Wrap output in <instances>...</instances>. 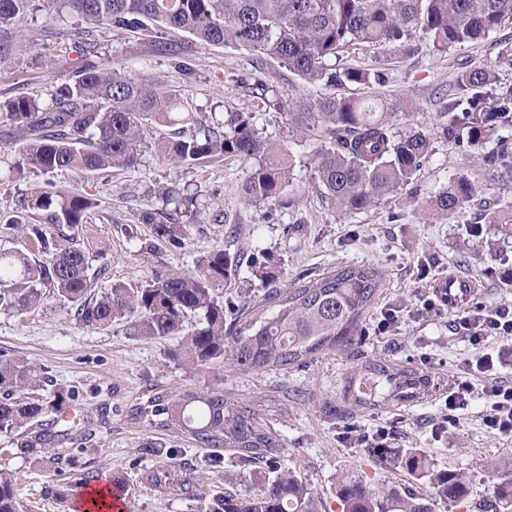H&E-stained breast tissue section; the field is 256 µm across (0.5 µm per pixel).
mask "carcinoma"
I'll list each match as a JSON object with an SVG mask.
<instances>
[{
    "label": "carcinoma",
    "mask_w": 512,
    "mask_h": 512,
    "mask_svg": "<svg viewBox=\"0 0 512 512\" xmlns=\"http://www.w3.org/2000/svg\"><path fill=\"white\" fill-rule=\"evenodd\" d=\"M32 0H0V57L13 53L14 41L1 36L27 13ZM74 18L92 30L101 25L130 32L155 50L170 55L174 67L188 64L169 33H185L200 44L233 47L252 56L253 88L265 96L278 80L271 61L310 85L372 86L385 82L380 71L340 67L339 53L354 44L384 45L395 55H409L425 45L437 53L474 42L512 22V0H59ZM85 58L76 79L59 85L47 103L22 93L0 98V125L21 143L16 168L25 165L44 175L63 169L88 173L120 171L136 166L146 148L175 167H198L221 157L252 162L243 186L254 203L276 205L293 169L286 143L259 136L249 112L229 115L227 123L205 122L186 112L177 94L157 81L94 61L96 45L78 43ZM416 108L410 97L366 95L288 101V116L300 136L322 129L330 146L314 154L313 180L341 212H361L410 184L431 152L428 134L398 128ZM447 122L442 134L457 147H473L490 139L504 124L512 125V87L498 86L492 65L460 71L445 98ZM178 126L166 133L162 128ZM185 126L195 127L187 134ZM490 161L512 168V144L506 140ZM478 194L466 177L450 183L429 200L428 214L448 216L465 208ZM162 198L174 213L189 212L197 197L167 186ZM94 201L52 182L25 197L8 219L6 230L18 233L21 248L0 250V307L28 314L53 296L75 309L77 320L90 330L109 327L115 319L133 316L130 334L143 339L179 336L169 358L194 370L228 364L247 373L288 369L306 363L325 350L362 336V318L378 288L373 267L339 266L306 276L286 288H274L265 301L275 307L266 318L247 309L237 311L215 297L232 285L239 260L224 250L204 256L191 272L167 269L136 286L114 284L96 297V281L108 271L107 253L87 235L88 213ZM37 210L42 220H29ZM486 223L512 234V204L487 210ZM142 223L150 234L141 240L140 254L161 246L176 248L185 225L175 217L159 221L146 210ZM98 266H93V261ZM253 273L263 283L282 271L253 261ZM197 324L186 331V321ZM432 388L424 374L398 368L382 358L362 368L349 390L357 405L383 400L409 402L426 398ZM74 400L73 392L47 389L41 366L24 357L0 358V432L13 435L14 445L31 454H47L58 434L57 416ZM135 419L148 418L164 430L183 434L206 448H234L244 463L285 454L258 423V414L224 398L219 389L177 394L156 393L131 409ZM375 466L400 468L430 490L421 493L399 485L376 488L353 476L336 483L342 512H436V505L454 506L465 500L472 512H512V462L492 464L497 473L491 496L473 493L472 475L463 470H435L421 453L407 449H373ZM196 480L187 469L149 472L142 481L164 482L182 489ZM258 488L226 493L208 506L209 512H317L309 486L290 468L275 467L256 476ZM0 512H20L14 479L0 471Z\"/></svg>",
    "instance_id": "1"
}]
</instances>
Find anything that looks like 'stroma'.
<instances>
[{"mask_svg": "<svg viewBox=\"0 0 512 512\" xmlns=\"http://www.w3.org/2000/svg\"><path fill=\"white\" fill-rule=\"evenodd\" d=\"M80 25L61 16L55 0H34L11 36L15 52L0 59V96L25 92L45 103L62 82L72 79L84 60L73 49ZM97 62L122 67L138 76L159 80L181 103L212 121L229 113L249 112L261 136L287 143L294 169L284 203L269 206L244 199L247 165L228 157L198 168H175L145 152L134 168L92 175L76 170L51 175L14 167L19 143L0 135V225L6 223L33 188L51 180L90 195L96 205L89 215L91 235L108 251V274L98 291L112 284L134 285L152 271L177 267L193 270L201 256L224 249L240 258L235 285L220 291L224 302L261 305L267 286L251 274L252 259L279 264L277 287L302 275H317L337 266L370 265L382 274L378 295L363 316L366 339L357 345L322 352L306 364L287 370L240 373L226 365L198 372L171 360L174 337L145 340L131 336L127 321L100 331L84 328L73 312L56 301L17 316L0 311V354L25 357L43 367L52 387L72 389L76 398L68 417L57 425L61 433L48 455H27L0 434V470L14 474L22 512H70L80 491L78 478L91 472L109 480L122 479L127 512H198L200 506L224 492L245 490L244 465L235 450L200 448L191 440L132 419L131 407L150 392H177L201 387L223 390L229 401L254 409L260 423L286 448L283 466L293 468L311 487L320 512H340L336 480L344 474L362 477L374 486L403 485L424 490L399 469L380 470L372 451L343 442L346 426L364 432L386 427L393 448H413L435 468L463 469L474 479L477 494H488L496 480L490 464L512 461V438L488 431L482 422L483 398H475L444 423L448 386L472 349L452 315L420 306L438 279L448 274L477 280L481 293L475 306L512 309V237L503 238L485 224L481 202H512V172L486 163L497 150V138L512 139V126L501 127L496 139L459 149L448 144L439 126L442 89L453 83L464 66L495 65L497 80L512 86V65L499 64L504 41L512 42V23L475 42L443 54L419 51L400 62L390 60L384 46L357 44L343 55L346 65L384 69L381 94L405 95L417 107L404 118L431 138L432 152L412 183L372 208L342 213L322 199L311 175L310 159L326 140L320 133L300 137L292 129L285 101L319 97L326 89L307 85L285 74L274 92L259 99L248 83L251 60L247 52L206 46L182 34L173 43L184 48L193 72L183 76L171 60L130 34L96 31ZM468 177L478 189L477 203L460 213L427 222L422 208L431 196L458 177ZM176 184L198 197L194 212L179 215L186 234L179 249L161 248L139 255V240L149 228L144 210L165 211L163 186ZM402 312L398 326L379 333L382 311ZM382 357L429 374L435 383L428 398L408 403L356 406L348 383L365 360ZM84 433V447L70 443L67 432ZM165 444L161 453L144 450L147 441ZM193 468L196 480L185 490L142 483L141 473L172 464Z\"/></svg>", "mask_w": 512, "mask_h": 512, "instance_id": "35a3bbf8", "label": "stroma"}]
</instances>
